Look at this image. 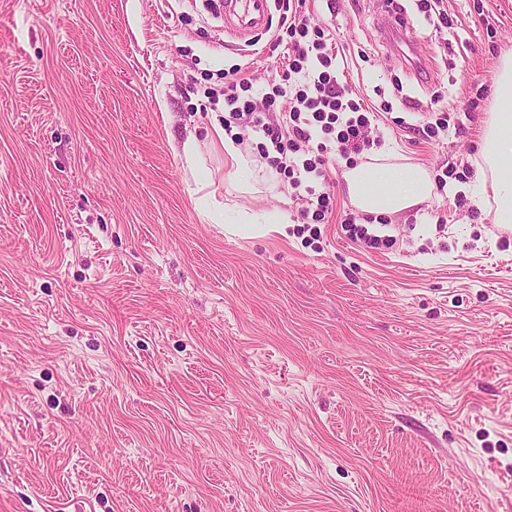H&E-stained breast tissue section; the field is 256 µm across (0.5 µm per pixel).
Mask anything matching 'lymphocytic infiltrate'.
Here are the masks:
<instances>
[{
  "mask_svg": "<svg viewBox=\"0 0 512 512\" xmlns=\"http://www.w3.org/2000/svg\"><path fill=\"white\" fill-rule=\"evenodd\" d=\"M306 0H296L286 20L288 33V78L295 84L293 94L276 88L252 94L250 78L228 79L224 84L225 126L239 123L262 133L269 141L273 154L269 167L279 175H287L292 189H304L305 201L314 206L319 217L333 211L330 184L326 180L331 162L326 141L335 137L338 156L349 158L361 154L370 144L369 133L375 118L373 110L363 108L350 99L347 85L336 76L337 55L328 46L324 33L314 27L303 8ZM288 96V121L272 122L278 97ZM315 144L310 157L300 155L302 146Z\"/></svg>",
  "mask_w": 512,
  "mask_h": 512,
  "instance_id": "1",
  "label": "lymphocytic infiltrate"
}]
</instances>
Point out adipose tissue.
Instances as JSON below:
<instances>
[{"mask_svg":"<svg viewBox=\"0 0 512 512\" xmlns=\"http://www.w3.org/2000/svg\"><path fill=\"white\" fill-rule=\"evenodd\" d=\"M496 106L485 124L474 177L464 190L477 205L492 204L493 221L512 224V54L499 65ZM355 206L375 215H394L431 197L429 172L412 164L358 165L345 175Z\"/></svg>","mask_w":512,"mask_h":512,"instance_id":"ef3b65f1","label":"adipose tissue"}]
</instances>
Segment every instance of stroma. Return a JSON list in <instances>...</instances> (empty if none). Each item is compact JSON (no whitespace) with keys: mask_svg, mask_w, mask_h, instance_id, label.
<instances>
[{"mask_svg":"<svg viewBox=\"0 0 512 512\" xmlns=\"http://www.w3.org/2000/svg\"><path fill=\"white\" fill-rule=\"evenodd\" d=\"M399 2L402 41L386 0L306 2L378 119L318 223L262 136L246 182L210 137L225 72L282 84L279 7L248 44L220 0H0V512H512V225L458 199L512 0ZM381 159L447 184L370 250L345 173ZM341 227L350 240L359 241L368 249L377 250L387 242L381 236L369 233L368 228L363 224H357L356 218L352 216H347Z\"/></svg>","mask_w":512,"mask_h":512,"instance_id":"obj_1","label":"stroma"}]
</instances>
